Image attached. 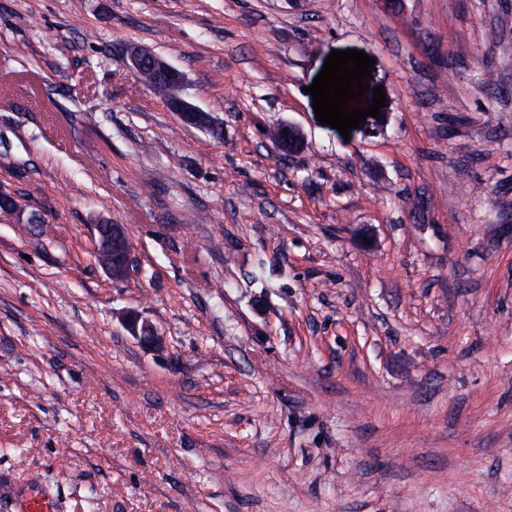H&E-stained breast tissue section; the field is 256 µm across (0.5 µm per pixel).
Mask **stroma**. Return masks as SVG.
Masks as SVG:
<instances>
[{
	"label": "stroma",
	"mask_w": 512,
	"mask_h": 512,
	"mask_svg": "<svg viewBox=\"0 0 512 512\" xmlns=\"http://www.w3.org/2000/svg\"><path fill=\"white\" fill-rule=\"evenodd\" d=\"M346 49L386 101L345 137ZM0 189V512H512V0H0ZM128 66L135 75L154 74L163 79L162 92L166 104L182 125L207 132L215 138L222 134V126L215 117L188 100L185 73L172 66L161 56L144 46H136L128 52ZM277 130L275 143L281 152L289 155L300 147L303 137L298 128L291 124H282ZM284 130H287V134H284ZM108 226V231L104 227ZM97 238L93 253L97 263L111 276L112 281L122 284L140 274V266L134 247L122 224H96ZM125 327L131 337L145 350L158 354L168 352L166 336L148 319L138 314H130L125 320ZM17 508L19 512H53L52 502L39 491L21 495Z\"/></svg>",
	"instance_id": "1"
}]
</instances>
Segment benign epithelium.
Listing matches in <instances>:
<instances>
[{"label": "benign epithelium", "mask_w": 512, "mask_h": 512, "mask_svg": "<svg viewBox=\"0 0 512 512\" xmlns=\"http://www.w3.org/2000/svg\"><path fill=\"white\" fill-rule=\"evenodd\" d=\"M130 71L138 76L153 74L163 79V97L170 111L174 112L182 125L207 132L218 138L222 126L215 117L188 100L185 91L188 85L185 73L172 66L161 56L144 46H136L128 52ZM303 140L299 129L291 124L277 127L275 143L283 153L291 154ZM97 238L93 253L98 264L111 276L112 281L122 284L140 274V266L134 247L122 224L96 225ZM125 327L131 337L145 350L165 353L169 349L166 336L147 319L137 314L129 315Z\"/></svg>", "instance_id": "benign-epithelium-1"}]
</instances>
